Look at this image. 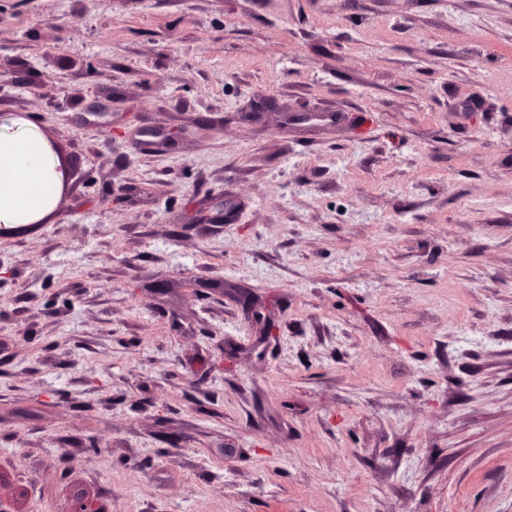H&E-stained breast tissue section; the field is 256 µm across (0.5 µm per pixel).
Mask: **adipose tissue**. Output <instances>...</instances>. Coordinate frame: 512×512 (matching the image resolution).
Returning a JSON list of instances; mask_svg holds the SVG:
<instances>
[{
	"label": "adipose tissue",
	"instance_id": "adipose-tissue-1",
	"mask_svg": "<svg viewBox=\"0 0 512 512\" xmlns=\"http://www.w3.org/2000/svg\"><path fill=\"white\" fill-rule=\"evenodd\" d=\"M55 166L35 127L0 130V224H28L51 212V188L60 179Z\"/></svg>",
	"mask_w": 512,
	"mask_h": 512
}]
</instances>
